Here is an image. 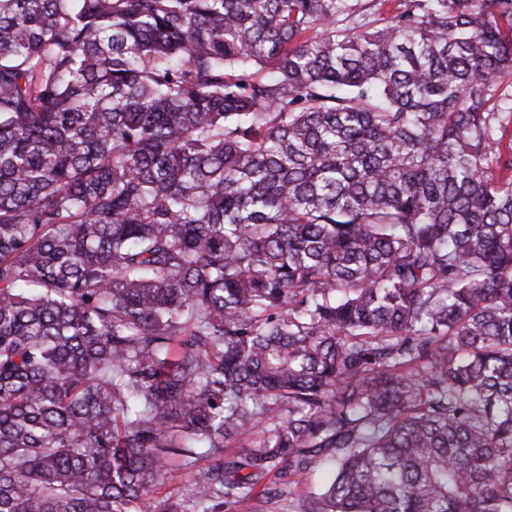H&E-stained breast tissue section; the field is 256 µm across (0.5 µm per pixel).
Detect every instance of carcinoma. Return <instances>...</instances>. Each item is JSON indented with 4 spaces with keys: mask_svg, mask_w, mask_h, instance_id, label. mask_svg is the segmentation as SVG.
Returning <instances> with one entry per match:
<instances>
[{
    "mask_svg": "<svg viewBox=\"0 0 512 512\" xmlns=\"http://www.w3.org/2000/svg\"><path fill=\"white\" fill-rule=\"evenodd\" d=\"M511 126L512 0H0V512H512Z\"/></svg>",
    "mask_w": 512,
    "mask_h": 512,
    "instance_id": "obj_1",
    "label": "carcinoma"
}]
</instances>
